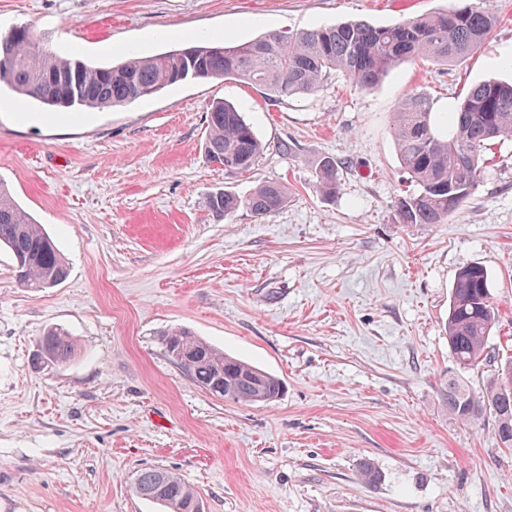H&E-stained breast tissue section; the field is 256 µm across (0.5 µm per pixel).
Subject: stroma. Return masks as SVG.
I'll return each mask as SVG.
<instances>
[{
    "mask_svg": "<svg viewBox=\"0 0 512 512\" xmlns=\"http://www.w3.org/2000/svg\"><path fill=\"white\" fill-rule=\"evenodd\" d=\"M459 0H0V30L30 24L46 49L89 64L197 39L243 43L348 19L378 25ZM497 26L448 65L416 61L377 86L333 72L317 91L269 101L235 80H185L153 97L80 113L0 88V180L70 265L24 288L0 249V512H161L134 490L145 468L175 473L206 512H512V450L492 421L449 416L444 334L459 268L483 266L500 318L483 389L512 356V141L493 145L478 187L445 224L396 223L410 184L391 114L408 94L435 109L506 80L512 0H484ZM241 106L264 151L225 174L203 152L213 102ZM336 160L334 198L316 164ZM275 181L286 205L216 217L218 190ZM68 330L64 365L37 339ZM185 328L284 382L245 405L210 394L160 339ZM370 461L382 481L365 485Z\"/></svg>",
    "mask_w": 512,
    "mask_h": 512,
    "instance_id": "stroma-1",
    "label": "stroma"
}]
</instances>
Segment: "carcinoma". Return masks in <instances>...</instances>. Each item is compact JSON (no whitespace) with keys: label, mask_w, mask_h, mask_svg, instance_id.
<instances>
[{"label":"carcinoma","mask_w":512,"mask_h":512,"mask_svg":"<svg viewBox=\"0 0 512 512\" xmlns=\"http://www.w3.org/2000/svg\"><path fill=\"white\" fill-rule=\"evenodd\" d=\"M496 17L481 0L444 12L426 13L391 25L350 21L296 32H273L236 45H183L189 55L164 53L107 65H89L44 49L29 28L17 26L10 40H0V58L10 60L5 84L23 98L48 109L105 108L151 97L187 79L244 81L276 100L316 91L337 70H344L358 88L378 84L399 65L426 59L433 64L461 61L489 38ZM391 131L400 166L415 189L396 201L399 224H445L469 200L484 164V150L512 140V81L491 79L472 86L446 112H437L424 93L408 95L392 113ZM204 151L208 160L234 174L251 168L263 145L241 108L224 101L211 105L207 115ZM324 196L339 189L336 161L321 158L316 165ZM287 190L268 182L241 195L216 191L205 207L229 217L241 209L260 216L280 210ZM0 248L22 265L23 286L33 291L54 288L69 275V266L52 238L14 200L0 181ZM499 321L491 301L485 268L462 266L455 278L445 335L457 368L468 371L487 361L488 339ZM179 337L186 356L184 369L201 388L222 381L226 398L237 403H271L284 392L282 380L257 366L225 354L187 329L168 332ZM42 352L66 363L75 354L73 337L57 327L39 337ZM441 400L457 420L477 423L491 416L495 435L512 448V360L498 367L493 382L475 393L457 378L441 383ZM360 476L375 486L382 473L369 461ZM135 484L158 491L143 499L163 512H193L199 497L175 474L159 468L139 472Z\"/></svg>","instance_id":"1"}]
</instances>
